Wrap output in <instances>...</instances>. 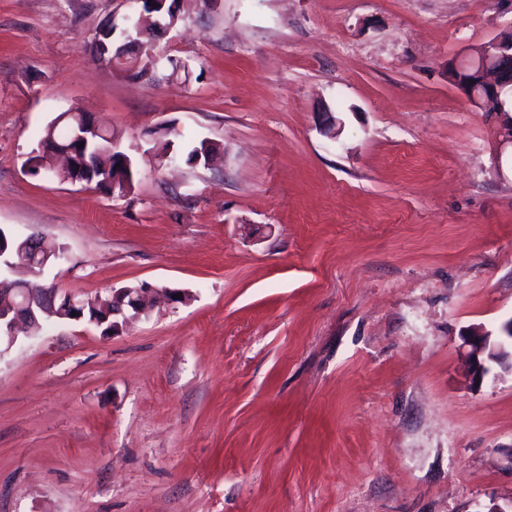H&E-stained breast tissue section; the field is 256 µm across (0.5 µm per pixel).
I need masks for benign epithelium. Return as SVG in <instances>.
<instances>
[{"label": "benign epithelium", "mask_w": 512, "mask_h": 512, "mask_svg": "<svg viewBox=\"0 0 512 512\" xmlns=\"http://www.w3.org/2000/svg\"><path fill=\"white\" fill-rule=\"evenodd\" d=\"M172 2L171 11H176L179 0H141L142 7L152 13H157L155 27L170 29L172 24L166 22L164 8L166 2ZM125 40L120 44L105 46V41L113 37V30L104 29L97 33L94 42L103 45L105 53L100 59L114 65L130 62L134 70H144L152 74L158 59L153 55L149 43L142 41L144 32L136 23L124 30ZM455 71L454 79L461 86L470 102L485 112H504L503 95L512 93V27L499 37L485 43L475 55L460 62ZM100 133V123L87 115H81L80 132L76 140L86 144L89 139ZM66 168L72 170L68 178L73 184H88V175L92 163L87 156H79L72 149L59 153ZM119 168L112 174V189L127 183L131 174L129 158L120 154L116 156ZM29 253L33 259L22 264L16 260V254ZM65 259V252H52L48 249V241H39V236L30 235L14 252L0 242V262L7 266L21 265L31 280L25 288H6L0 281V345L12 347L16 341L13 329L19 322L38 331L43 323L51 320L85 322L104 331L115 332L121 323L131 317L147 313L152 307L157 289L148 284L125 287L112 291L105 298L79 299L76 295L54 285L46 286L38 281L44 269L49 265ZM489 336L476 331L468 339L470 350L467 355V368L471 383L485 380L492 373V368L507 370L512 373V319L502 325L501 341L488 344Z\"/></svg>", "instance_id": "benign-epithelium-1"}]
</instances>
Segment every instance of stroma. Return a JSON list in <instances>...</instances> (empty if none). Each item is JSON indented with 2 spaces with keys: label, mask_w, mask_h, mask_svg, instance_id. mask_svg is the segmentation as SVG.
Segmentation results:
<instances>
[{
  "label": "stroma",
  "mask_w": 512,
  "mask_h": 512,
  "mask_svg": "<svg viewBox=\"0 0 512 512\" xmlns=\"http://www.w3.org/2000/svg\"><path fill=\"white\" fill-rule=\"evenodd\" d=\"M140 12L0 0V228L63 246L43 279L81 297L187 294L0 352V512L512 505V374L473 386L465 343L512 317V112L448 79L512 0H182L153 78L91 61ZM66 111L130 191L33 170ZM102 126L103 135L98 137V140L90 146L89 150L90 152H98L95 162L96 185L108 193H112L120 187V182L123 183V189L127 188V179L132 172L131 163L124 154L117 155L116 161L120 163V166L119 168L115 167V173H112V156L115 151L120 150V147L119 144L112 142V136H115L114 132L106 125L102 124Z\"/></svg>",
  "instance_id": "1"
}]
</instances>
